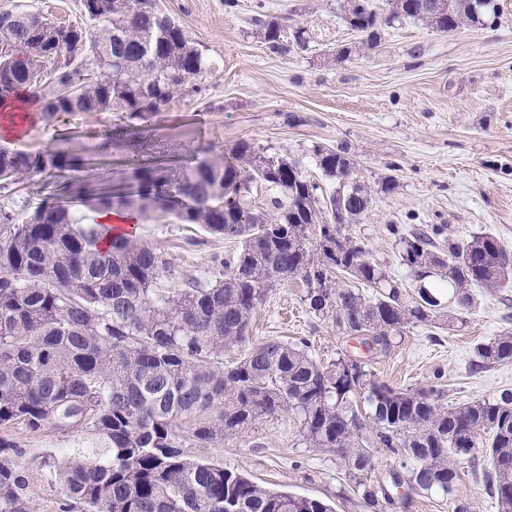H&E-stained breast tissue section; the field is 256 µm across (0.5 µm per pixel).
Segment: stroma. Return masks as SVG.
I'll return each mask as SVG.
<instances>
[{
	"instance_id": "35a3bbf8",
	"label": "stroma",
	"mask_w": 512,
	"mask_h": 512,
	"mask_svg": "<svg viewBox=\"0 0 512 512\" xmlns=\"http://www.w3.org/2000/svg\"><path fill=\"white\" fill-rule=\"evenodd\" d=\"M256 1L240 0L239 9L229 14L224 0H158L219 65L217 73L204 77L202 93L121 128L108 113L51 125L39 121L27 128L19 147L78 149L90 161L83 178L104 177L131 187L130 161L176 172L189 164L192 145L227 157L242 139L267 153L298 159L316 179L313 146L344 141L356 156L361 181H376L390 162L402 166L396 192L376 197L349 231L407 287L415 281L398 247L384 236V225L402 224L411 231L444 224L460 239L490 233L512 253V0H500L502 16L495 27L437 33L405 21L387 29L378 48L340 65L327 63L326 54L357 36L340 20L339 0H260L265 15L292 11L308 27L313 39L301 54H277L260 42L253 24ZM60 182L55 175H22L0 189V207L24 215L56 199ZM132 235L161 250L171 268L164 283L172 288L189 279L208 280L217 271L216 259L232 248L223 238L164 213L141 220ZM303 291L295 280L271 292L252 320L251 343L305 338L324 363L353 353L355 342L331 319L308 311ZM473 294L470 309L443 307L450 327L402 329L387 353L371 355L370 370L394 387L425 384L435 370H444L452 405L512 390V361L478 369L473 354L477 344L505 329L512 306L502 300L512 299V282L494 293L477 287ZM10 437L26 467L75 441L74 435L49 428L15 429ZM189 454L223 463L263 486L324 500L336 512H363L358 501L340 496L348 487L343 462L335 453L309 447L292 412Z\"/></svg>"
}]
</instances>
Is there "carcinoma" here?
<instances>
[{
  "label": "carcinoma",
  "mask_w": 512,
  "mask_h": 512,
  "mask_svg": "<svg viewBox=\"0 0 512 512\" xmlns=\"http://www.w3.org/2000/svg\"><path fill=\"white\" fill-rule=\"evenodd\" d=\"M82 25L27 11L0 9V105L21 91L41 105L49 124L61 115L119 113L140 119L199 93L216 65L156 0H94ZM341 0L340 19L358 45L331 51L342 64L374 50L384 30L412 20L441 33L463 25L491 27L498 0ZM258 37L274 53H302L311 36L290 18L257 19ZM316 168L337 183L327 194L284 154L269 155L242 139L224 159H200L179 180L139 162L131 194H103L96 205L141 214L166 202L181 224H198L236 249L206 285L162 288L168 261L154 245L110 236L78 209L53 203L18 218L0 207V428L23 425L86 434L91 444L42 458L36 469L18 463L17 445L0 435V512H30L34 481L61 497V512H333L317 498L263 487L214 461L190 458L240 436L262 419L290 410L302 437L344 462L353 496L365 512L404 508L420 491L442 493L452 512H476L458 499L460 461L482 466L498 512H512V391L450 408L442 374L415 387L394 388L362 356L325 366L309 342L269 340L224 363V352L249 342L250 321L276 287L299 279L314 314L331 317L369 353L386 350L410 324H433L440 298L422 284L438 281L448 302L471 307V288L495 292L512 274V255L492 234L460 240L443 224L384 232L399 246L419 282L416 295L374 261L363 240L346 232L373 199L399 187L388 173L358 180L348 144L312 148ZM84 159L66 149L0 146V188L28 172H78ZM266 192L254 210L253 190ZM357 280L369 293L339 288L333 275ZM476 365L512 360V330L474 348ZM369 407L372 427L361 420ZM395 456L390 484L371 479L375 453Z\"/></svg>",
  "instance_id": "cac0c4a2"
}]
</instances>
